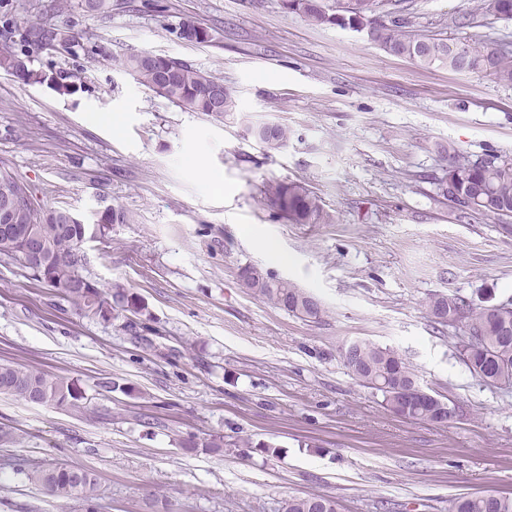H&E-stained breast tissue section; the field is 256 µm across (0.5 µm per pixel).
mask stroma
<instances>
[{"mask_svg": "<svg viewBox=\"0 0 512 512\" xmlns=\"http://www.w3.org/2000/svg\"><path fill=\"white\" fill-rule=\"evenodd\" d=\"M108 4L90 16L81 0H0V29L32 18L77 35L30 53L34 69L68 73L73 94L0 69V169L81 221L108 205L127 215L85 243V269L102 290L135 293L147 325L137 337L123 319L83 316L0 263V363L84 395L71 408L0 394V427L17 436L0 442V512H85L17 474L20 458L93 470L99 512H284L313 493L341 512H448L461 493L512 494V389L475 378L462 328L425 311L434 294L512 299V216L461 215L437 189L444 146L512 158V86L308 25L281 0ZM476 5L399 7L419 33L512 46V21L485 24ZM187 18L207 42L180 38ZM141 51L222 79L235 113L187 112L139 84L121 61ZM265 121L287 127L281 151L248 133ZM273 181L306 186L333 223H288L263 200ZM247 264L312 294L322 317L254 297L238 277ZM355 341L397 352L455 418L387 410L343 363ZM215 436L223 447H205Z\"/></svg>", "mask_w": 512, "mask_h": 512, "instance_id": "obj_1", "label": "stroma"}]
</instances>
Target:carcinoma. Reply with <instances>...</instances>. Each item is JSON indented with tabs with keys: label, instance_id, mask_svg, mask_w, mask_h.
Returning <instances> with one entry per match:
<instances>
[{
	"label": "carcinoma",
	"instance_id": "1",
	"mask_svg": "<svg viewBox=\"0 0 512 512\" xmlns=\"http://www.w3.org/2000/svg\"><path fill=\"white\" fill-rule=\"evenodd\" d=\"M358 15L374 18L393 0H354ZM324 0H288V12L301 16L311 25L344 27L333 12L325 11ZM479 10L495 20L512 21V0H480ZM188 31H179L189 42L207 41L208 33L194 21L186 20ZM21 36L29 47L41 48L51 41L72 45L76 35L68 28H56L45 23L26 21ZM374 43L389 54L409 58L427 67H448L467 70L512 85V52L505 48L493 50L494 43L474 41L463 44L448 42L439 35L413 34L406 30V21L395 16L375 30ZM125 69L140 84L190 112H201L216 118L226 117L236 109L233 93L224 82L191 64L175 58L138 52L123 61ZM13 71L26 84L49 82L60 95L75 90L70 76L56 75L31 67L30 55L7 44L0 45V68ZM250 132L263 144L266 152H277L288 143V128L275 124H258ZM442 196L452 195L451 202L463 215L471 212L500 218L512 216V161L487 155L475 161L451 159L448 173L438 182ZM30 187L16 176L0 173V200L18 199L13 223L0 230V261L21 263L24 233L41 240L47 246L49 265L44 274L31 273L37 281L61 293L76 310L88 317L106 319V315L122 316L126 328L134 333L143 329L140 316L144 306L139 298L117 287L106 293L91 288L77 278L84 272L81 265L85 241L102 233L109 224H123L126 216L107 206L99 211L93 223L79 222L66 209H51L38 216L29 201ZM267 197L292 224H330L332 216L320 199L305 186L295 182H274L267 187ZM243 286L254 296L273 307L303 320L317 319L322 310L319 303L294 285L275 281L256 266L239 270ZM428 317L435 324L461 325L470 339L463 342L462 360L481 382L496 388L512 387V301L495 303L487 297L479 301L459 295L433 294L425 303ZM344 365L366 387L382 396V403L397 415L414 421L436 424L448 422V403L435 393L421 387L414 369L398 353L361 341L342 352ZM0 394L45 406H79L84 399L76 383L52 377L33 368L0 364ZM28 481L47 490L56 498H79L87 512H97L100 485L96 474L87 468L69 463L49 467L17 468ZM285 512H340L336 498L312 494L288 501ZM448 512H512V496L494 493L467 495L451 500Z\"/></svg>",
	"mask_w": 512,
	"mask_h": 512
}]
</instances>
